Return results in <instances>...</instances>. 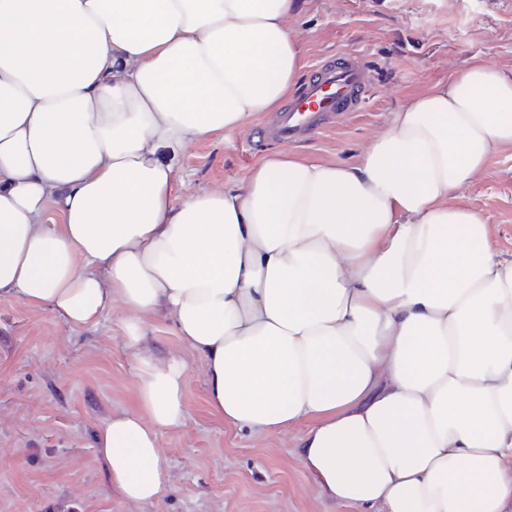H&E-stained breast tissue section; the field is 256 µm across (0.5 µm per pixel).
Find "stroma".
I'll return each instance as SVG.
<instances>
[{
  "label": "stroma",
  "mask_w": 512,
  "mask_h": 512,
  "mask_svg": "<svg viewBox=\"0 0 512 512\" xmlns=\"http://www.w3.org/2000/svg\"><path fill=\"white\" fill-rule=\"evenodd\" d=\"M289 27L299 38L308 79L324 57L356 52L375 71L359 111L348 112L291 145L297 156L355 162L391 112L473 59L512 72V0H300ZM268 113L250 129L216 135L178 152L175 193L220 190L277 150L262 135ZM492 226L495 250L512 253V146L448 197ZM123 313L107 312L76 332L46 309L0 300V512H351L318 494L302 467L303 426L275 437L225 427L210 411L201 359L164 314L144 326V346L188 367L187 416L161 435L170 473L159 502L127 504L112 485L95 443L98 427L133 409L136 362L124 342Z\"/></svg>",
  "instance_id": "obj_1"
}]
</instances>
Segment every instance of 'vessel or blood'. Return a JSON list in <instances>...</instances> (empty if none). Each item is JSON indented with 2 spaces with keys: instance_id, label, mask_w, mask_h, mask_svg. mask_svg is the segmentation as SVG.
Listing matches in <instances>:
<instances>
[{
  "instance_id": "obj_1",
  "label": "vessel or blood",
  "mask_w": 512,
  "mask_h": 512,
  "mask_svg": "<svg viewBox=\"0 0 512 512\" xmlns=\"http://www.w3.org/2000/svg\"><path fill=\"white\" fill-rule=\"evenodd\" d=\"M371 82L370 69L355 54L324 61L282 110L271 136L293 143L336 114L358 111Z\"/></svg>"
}]
</instances>
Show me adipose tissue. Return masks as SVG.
<instances>
[{"mask_svg":"<svg viewBox=\"0 0 512 512\" xmlns=\"http://www.w3.org/2000/svg\"><path fill=\"white\" fill-rule=\"evenodd\" d=\"M298 0H0V298L72 329L120 307L136 405L95 434L131 504L204 361L231 428L284 436L352 512H512V257L448 196L512 145V72L477 61L353 163L280 149L175 194L170 155L250 128L304 67Z\"/></svg>","mask_w":512,"mask_h":512,"instance_id":"adipose-tissue-1","label":"adipose tissue"}]
</instances>
